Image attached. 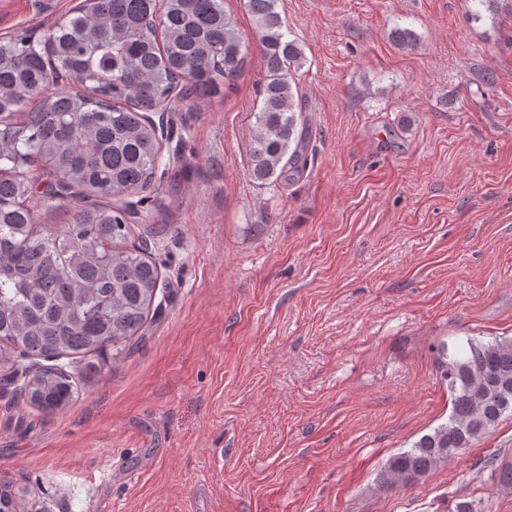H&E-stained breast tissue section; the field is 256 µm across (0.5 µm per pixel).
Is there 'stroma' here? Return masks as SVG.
I'll return each mask as SVG.
<instances>
[{
    "mask_svg": "<svg viewBox=\"0 0 512 512\" xmlns=\"http://www.w3.org/2000/svg\"><path fill=\"white\" fill-rule=\"evenodd\" d=\"M81 0H0V38ZM176 102L153 187L121 195L166 285L144 337L48 414L0 384V490L27 512H512V412L418 483L379 480L447 422L440 342L512 338V0H278L306 62L304 171H248L265 65ZM417 49L395 46V28Z\"/></svg>",
    "mask_w": 512,
    "mask_h": 512,
    "instance_id": "35a3bbf8",
    "label": "stroma"
}]
</instances>
